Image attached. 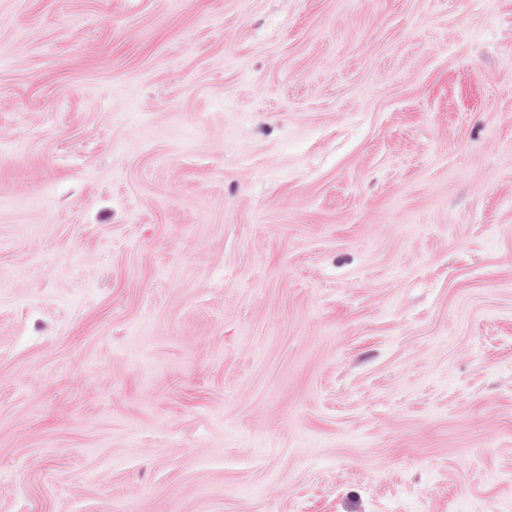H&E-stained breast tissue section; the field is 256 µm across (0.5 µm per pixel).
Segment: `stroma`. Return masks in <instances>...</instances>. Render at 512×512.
Returning a JSON list of instances; mask_svg holds the SVG:
<instances>
[{"label":"stroma","instance_id":"35a3bbf8","mask_svg":"<svg viewBox=\"0 0 512 512\" xmlns=\"http://www.w3.org/2000/svg\"><path fill=\"white\" fill-rule=\"evenodd\" d=\"M0 512H512V0H0Z\"/></svg>","mask_w":512,"mask_h":512}]
</instances>
